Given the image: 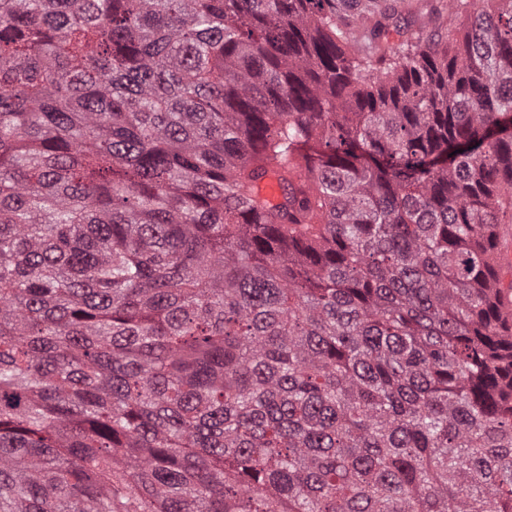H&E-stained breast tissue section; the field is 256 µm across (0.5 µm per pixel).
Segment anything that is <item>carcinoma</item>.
<instances>
[{
    "mask_svg": "<svg viewBox=\"0 0 512 512\" xmlns=\"http://www.w3.org/2000/svg\"><path fill=\"white\" fill-rule=\"evenodd\" d=\"M447 11L0 0V512H512V0Z\"/></svg>",
    "mask_w": 512,
    "mask_h": 512,
    "instance_id": "carcinoma-1",
    "label": "carcinoma"
}]
</instances>
